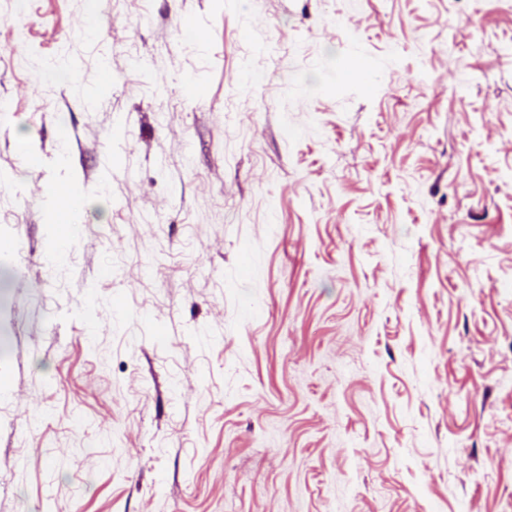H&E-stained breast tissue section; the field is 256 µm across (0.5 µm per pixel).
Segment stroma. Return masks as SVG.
<instances>
[{
    "instance_id": "obj_1",
    "label": "stroma",
    "mask_w": 512,
    "mask_h": 512,
    "mask_svg": "<svg viewBox=\"0 0 512 512\" xmlns=\"http://www.w3.org/2000/svg\"><path fill=\"white\" fill-rule=\"evenodd\" d=\"M0 241V512H512V0H0ZM70 186L69 184H56L52 185L49 189V194L53 198L55 202V217L57 222L60 224L61 232L60 237L58 238L61 241H65L67 237L69 236V230L73 226L71 224H68L70 222V219L78 213L84 206V200L83 197L80 196H71L70 200L67 195L60 196L57 199V203L61 206H59L56 203V197L60 191L61 188ZM69 200V202H68ZM68 202V204H67ZM67 204V205H66ZM66 205V206H64Z\"/></svg>"
}]
</instances>
